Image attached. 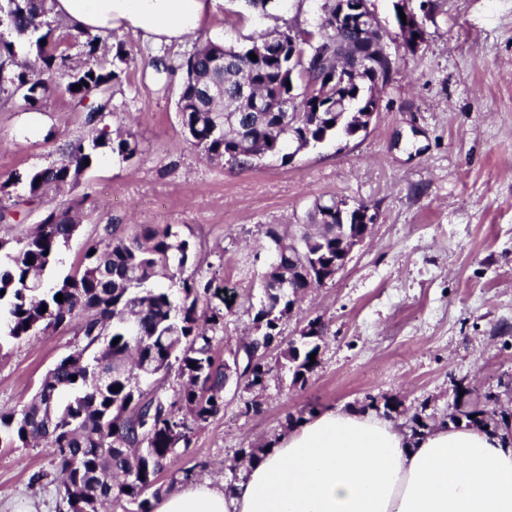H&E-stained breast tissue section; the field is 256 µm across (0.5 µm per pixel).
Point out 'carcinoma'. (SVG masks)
Wrapping results in <instances>:
<instances>
[{
    "label": "carcinoma",
    "instance_id": "1",
    "mask_svg": "<svg viewBox=\"0 0 512 512\" xmlns=\"http://www.w3.org/2000/svg\"><path fill=\"white\" fill-rule=\"evenodd\" d=\"M5 9L31 50L18 65L14 45L0 43V75L10 74L14 91L22 92L27 104L34 106L49 94L42 73L63 57L59 41L83 37L90 60L61 72V78L73 101L80 103L92 93L98 112L107 109L109 90L131 61L123 45H117L107 71L91 61L99 48L97 38L74 34L50 19L48 0H6ZM356 55H371L370 44L351 34L338 36L322 23L315 31L286 23L273 34H259L248 47L208 42L180 65L185 71L177 103L182 125L191 130L194 145L214 161L247 169L253 167L254 153L285 160L288 138L280 137L286 123L284 99L298 100L308 113L306 133L320 141L350 130L348 125H334L336 113L364 111L373 104L375 88L387 86L390 64L383 59L378 73L356 83L336 79L337 66ZM218 57L224 66L216 65ZM244 78L264 97L262 109L255 111L240 100ZM200 83L216 94L201 96L196 89ZM76 84L80 88L72 89ZM106 145L123 160L137 150L129 139H108L103 132L90 148L82 142L70 144L57 163L30 175V199L52 186L78 183L89 169L85 161ZM82 205L79 200L51 209L33 234L11 246L0 240L3 337L18 340L49 329L64 331L74 318L90 313L82 319L80 343L47 373L37 398L18 413L0 412V443H42L52 450L68 512H83L88 502L100 512L105 503L123 497L138 503L139 512H151L150 497L160 492L158 475L175 465L177 448L189 447L194 428L224 408V365L216 362L213 345L224 330L227 301L215 279L181 277L196 255L169 225L145 224L141 235L131 240L112 237L108 225L75 271L51 288L42 287L60 247L75 232ZM335 209L334 198L313 202L312 223L328 228L307 238L298 251L281 245L276 228L265 231L276 258L261 276L265 300L254 321L264 332L248 347L254 357L242 371L248 389L263 387L271 370L266 351L280 338L282 319L299 295L322 283L321 270L336 259ZM159 277L179 278V292L156 286ZM60 293L61 302L56 299ZM215 298L219 303H212ZM324 335L325 325L313 319L302 334V346L290 342L281 350L293 383L306 382L318 368L320 360L312 361L310 355L320 353ZM174 367L184 383L173 398L139 387V379L165 375ZM114 387L118 391H112ZM457 391L463 395L455 396L448 423L491 428L512 444V409L498 406L499 393L486 392L473 402L468 386L460 384ZM364 407L388 417L399 402L386 399L379 404L369 396ZM431 418L423 407L412 416L409 429L418 435L431 427Z\"/></svg>",
    "mask_w": 512,
    "mask_h": 512
}]
</instances>
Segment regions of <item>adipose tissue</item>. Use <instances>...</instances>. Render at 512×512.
<instances>
[{"mask_svg":"<svg viewBox=\"0 0 512 512\" xmlns=\"http://www.w3.org/2000/svg\"><path fill=\"white\" fill-rule=\"evenodd\" d=\"M71 32L131 31L172 45L224 0H52ZM155 512H512V444L438 424L419 437L370 410L329 409L285 436L239 481L179 485Z\"/></svg>","mask_w":512,"mask_h":512,"instance_id":"1","label":"adipose tissue"}]
</instances>
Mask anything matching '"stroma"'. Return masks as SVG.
Masks as SVG:
<instances>
[{
  "mask_svg": "<svg viewBox=\"0 0 512 512\" xmlns=\"http://www.w3.org/2000/svg\"><path fill=\"white\" fill-rule=\"evenodd\" d=\"M323 3L284 0L264 17L224 0L212 25L181 45L113 35L132 61L93 125L58 70L43 74L53 91L38 106L36 133L21 93L0 83V207L17 214L0 224V238L16 241L52 208L83 199L54 281L105 231L131 239L145 224L171 226L197 255L186 275L215 278L230 295L214 344L219 361L259 334L268 226L295 233L319 197L362 202L377 215L344 269L308 289L281 324L295 342L309 320L326 324L316 372L296 384L276 366L263 389L228 385L223 409L180 455L198 482L239 480L247 469L240 449L273 447L289 416L359 407L370 395L400 399L398 422L423 407L442 420L458 384L479 395L512 376V0H434L416 51L400 36L388 40L396 70L370 132L251 169L207 161L187 139L177 110L184 58L206 42L246 43L286 22L314 29ZM158 59L173 67L162 81L152 68ZM102 130L131 136L136 155L124 161L102 148L74 188L30 200L29 173ZM75 342L74 332L49 330L0 345V411L29 404ZM57 485L48 448L0 444V512H67Z\"/></svg>",
  "mask_w": 512,
  "mask_h": 512,
  "instance_id": "35a3bbf8",
  "label": "stroma"
}]
</instances>
